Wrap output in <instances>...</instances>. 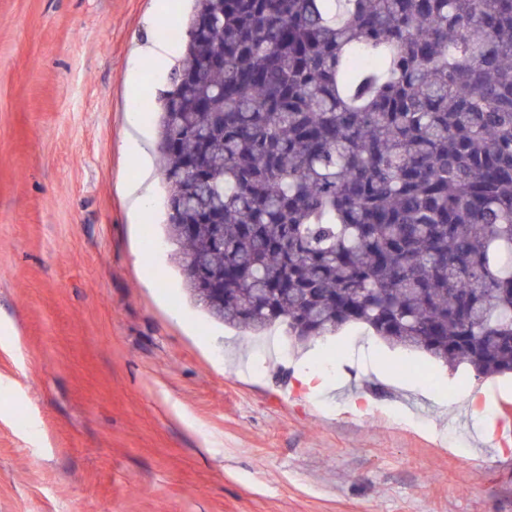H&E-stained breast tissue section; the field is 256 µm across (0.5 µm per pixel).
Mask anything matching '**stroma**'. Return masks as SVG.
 Segmentation results:
<instances>
[{"instance_id":"35a3bbf8","label":"stroma","mask_w":512,"mask_h":512,"mask_svg":"<svg viewBox=\"0 0 512 512\" xmlns=\"http://www.w3.org/2000/svg\"><path fill=\"white\" fill-rule=\"evenodd\" d=\"M154 4L0 0V512H512L485 435L512 377L357 326L280 354L147 244L166 189L131 212L125 76Z\"/></svg>"}]
</instances>
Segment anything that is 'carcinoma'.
I'll return each instance as SVG.
<instances>
[{
	"instance_id": "obj_1",
	"label": "carcinoma",
	"mask_w": 512,
	"mask_h": 512,
	"mask_svg": "<svg viewBox=\"0 0 512 512\" xmlns=\"http://www.w3.org/2000/svg\"><path fill=\"white\" fill-rule=\"evenodd\" d=\"M178 31L148 108L208 315L512 373V0H196ZM186 272L193 277H200L204 283V291L207 293H219L224 295V275L215 273H205L200 270L199 264L191 259L186 265ZM221 288H211V287Z\"/></svg>"
}]
</instances>
